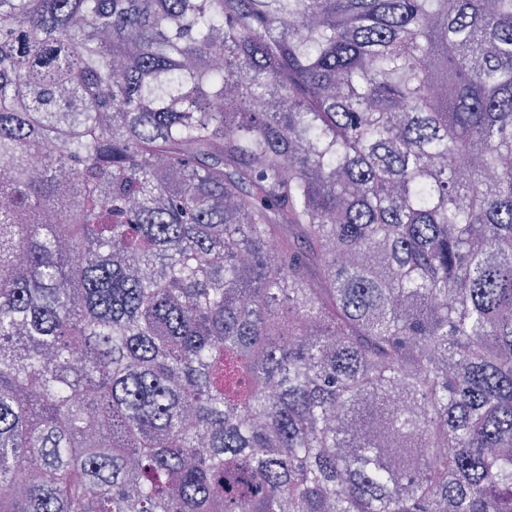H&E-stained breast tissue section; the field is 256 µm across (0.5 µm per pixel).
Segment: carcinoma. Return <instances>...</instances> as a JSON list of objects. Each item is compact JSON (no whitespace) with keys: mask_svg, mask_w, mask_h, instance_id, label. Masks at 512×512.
Segmentation results:
<instances>
[{"mask_svg":"<svg viewBox=\"0 0 512 512\" xmlns=\"http://www.w3.org/2000/svg\"><path fill=\"white\" fill-rule=\"evenodd\" d=\"M0 512H512V0H0Z\"/></svg>","mask_w":512,"mask_h":512,"instance_id":"obj_1","label":"carcinoma"}]
</instances>
